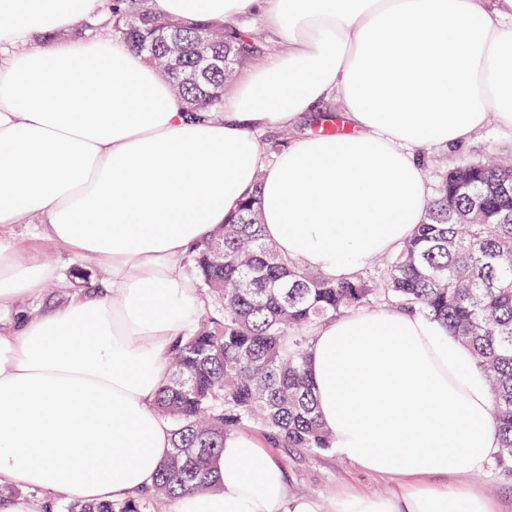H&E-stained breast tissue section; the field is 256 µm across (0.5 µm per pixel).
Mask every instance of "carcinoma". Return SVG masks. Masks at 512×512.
Masks as SVG:
<instances>
[{"label": "carcinoma", "instance_id": "carcinoma-1", "mask_svg": "<svg viewBox=\"0 0 512 512\" xmlns=\"http://www.w3.org/2000/svg\"><path fill=\"white\" fill-rule=\"evenodd\" d=\"M113 34L171 81L186 111H224V85L261 55L249 29L158 18L147 0H103ZM224 240V264L210 247ZM207 301L193 333L175 344L157 412L172 445L152 489L122 502L69 500L63 512H161L183 494L219 485L224 438L254 429L270 448L324 451L307 370L318 323L382 303L439 321L485 373L500 441L512 466V160L455 162L425 221L385 261L383 275L334 279L282 258L261 224L257 192L187 258Z\"/></svg>", "mask_w": 512, "mask_h": 512}]
</instances>
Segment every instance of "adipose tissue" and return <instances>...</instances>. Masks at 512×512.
Returning <instances> with one entry per match:
<instances>
[{"mask_svg":"<svg viewBox=\"0 0 512 512\" xmlns=\"http://www.w3.org/2000/svg\"><path fill=\"white\" fill-rule=\"evenodd\" d=\"M99 0H0V512L61 496L116 502L150 488L171 447L155 400L204 299L181 260L259 187L282 257L349 279L425 218V150L512 128V0H149L162 18L260 17L267 65L218 115L190 116L121 38L54 40ZM333 100L348 130L277 153L256 134ZM92 259L100 280L38 299L56 265L11 236ZM309 372L336 454L410 485L342 512H493L425 484L482 468L499 447L486 379L439 323L382 309L321 322ZM220 486L175 512H319L288 494L260 440L228 436Z\"/></svg>","mask_w":512,"mask_h":512,"instance_id":"obj_1","label":"adipose tissue"}]
</instances>
